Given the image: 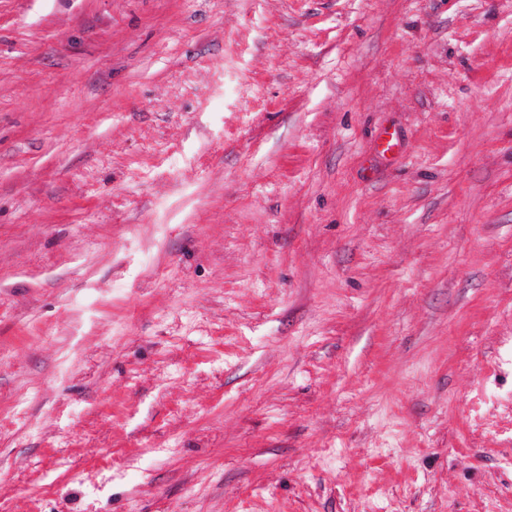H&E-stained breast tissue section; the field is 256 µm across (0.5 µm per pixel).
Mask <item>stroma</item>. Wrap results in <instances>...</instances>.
Masks as SVG:
<instances>
[{"instance_id":"1","label":"stroma","mask_w":512,"mask_h":512,"mask_svg":"<svg viewBox=\"0 0 512 512\" xmlns=\"http://www.w3.org/2000/svg\"><path fill=\"white\" fill-rule=\"evenodd\" d=\"M0 512H512V0H0Z\"/></svg>"}]
</instances>
